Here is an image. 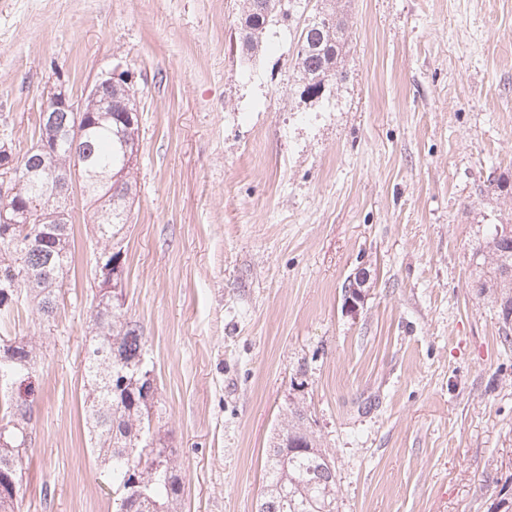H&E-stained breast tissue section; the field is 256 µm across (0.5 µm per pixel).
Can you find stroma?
<instances>
[{"label": "stroma", "instance_id": "1", "mask_svg": "<svg viewBox=\"0 0 512 512\" xmlns=\"http://www.w3.org/2000/svg\"><path fill=\"white\" fill-rule=\"evenodd\" d=\"M244 0H0V141L27 149L47 86L135 82L127 317L154 365L179 512H256L303 406L339 512H512V349L471 254L512 213V0H351L347 77L301 99L293 37L245 61ZM94 208L75 191L54 318L22 303L39 389L20 512H114L88 449ZM370 281L345 306L350 274Z\"/></svg>", "mask_w": 512, "mask_h": 512}]
</instances>
